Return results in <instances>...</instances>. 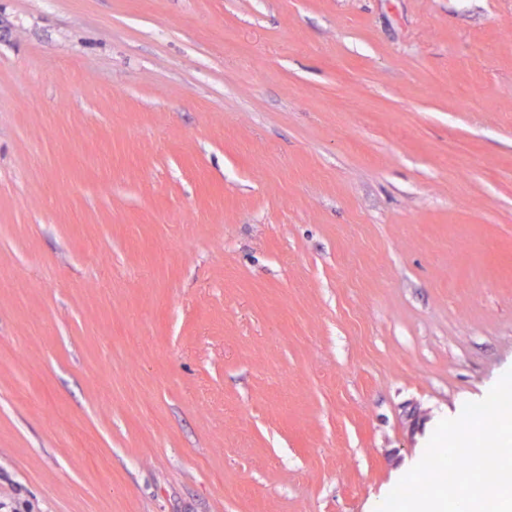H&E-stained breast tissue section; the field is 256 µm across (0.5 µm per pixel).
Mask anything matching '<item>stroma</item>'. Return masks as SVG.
<instances>
[{"instance_id": "obj_1", "label": "stroma", "mask_w": 512, "mask_h": 512, "mask_svg": "<svg viewBox=\"0 0 512 512\" xmlns=\"http://www.w3.org/2000/svg\"><path fill=\"white\" fill-rule=\"evenodd\" d=\"M0 490L375 512L512 369V0H0Z\"/></svg>"}]
</instances>
